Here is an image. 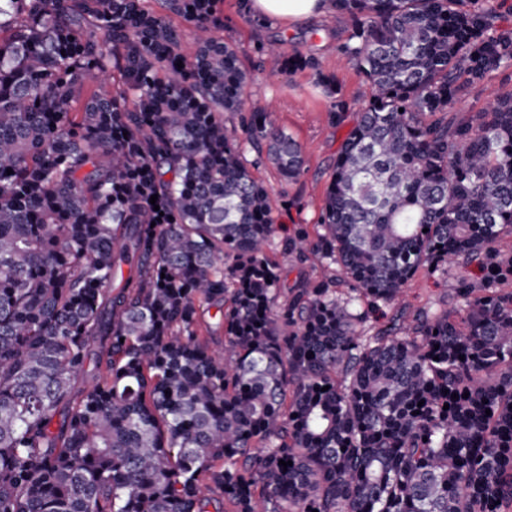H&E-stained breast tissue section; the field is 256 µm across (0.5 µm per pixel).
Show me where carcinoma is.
Here are the masks:
<instances>
[{
	"label": "carcinoma",
	"mask_w": 512,
	"mask_h": 512,
	"mask_svg": "<svg viewBox=\"0 0 512 512\" xmlns=\"http://www.w3.org/2000/svg\"><path fill=\"white\" fill-rule=\"evenodd\" d=\"M219 3L0 0V512H509L512 92L450 113L512 69L506 0H331L371 95L282 242L340 277L282 303L246 152L291 183L302 147L258 105L224 125ZM265 52L345 124L316 56ZM460 262L451 304L360 329ZM512 70L493 74L474 87L464 98L457 101L450 112L464 116L482 108H490L504 94L512 91Z\"/></svg>",
	"instance_id": "1"
}]
</instances>
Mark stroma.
Returning <instances> with one entry per match:
<instances>
[{
	"mask_svg": "<svg viewBox=\"0 0 512 512\" xmlns=\"http://www.w3.org/2000/svg\"><path fill=\"white\" fill-rule=\"evenodd\" d=\"M221 11L224 40L236 48L239 65L247 75V104L257 103L276 112L280 126L293 134L304 151V172L295 184H286L278 171L267 163L254 171L272 197L276 235L285 237L300 226L314 230L320 221L333 159L346 132L330 126L331 99L318 85L313 71L303 70L290 75L278 72L259 47L277 41L285 53L296 49L316 53L323 69L336 74L345 100L355 107L368 99L370 87L363 75L336 51L337 43L345 37L344 23L332 14L323 15L319 22L329 28L331 36L322 41H311L305 35L307 23L258 21L242 12L240 0H223ZM509 92H512V74H494L457 101L451 111L463 116L488 108ZM475 272L472 265L449 267L444 276L418 272L407 286L405 300L416 308L437 304L452 294L459 279L473 276Z\"/></svg>",
	"mask_w": 512,
	"mask_h": 512,
	"instance_id": "1",
	"label": "stroma"
}]
</instances>
